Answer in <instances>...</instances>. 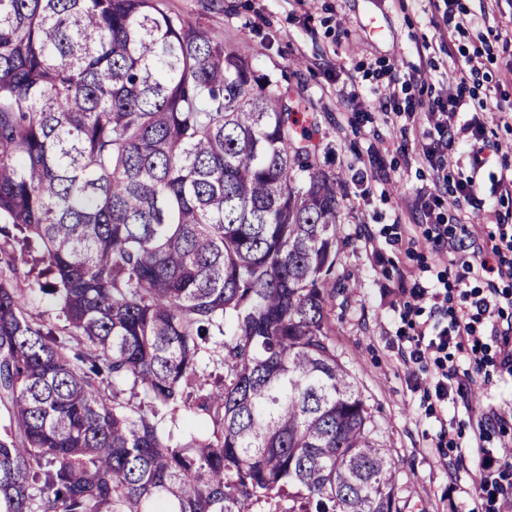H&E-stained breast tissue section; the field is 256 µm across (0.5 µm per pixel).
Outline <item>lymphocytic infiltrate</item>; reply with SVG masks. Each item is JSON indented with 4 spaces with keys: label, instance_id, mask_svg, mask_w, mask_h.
Returning <instances> with one entry per match:
<instances>
[{
    "label": "lymphocytic infiltrate",
    "instance_id": "obj_1",
    "mask_svg": "<svg viewBox=\"0 0 512 512\" xmlns=\"http://www.w3.org/2000/svg\"><path fill=\"white\" fill-rule=\"evenodd\" d=\"M467 73H460L455 90L449 93L446 105L431 118L439 133L433 149L440 154H454L458 146H465L470 173L459 182L460 195L477 201L481 171L487 163L484 153V125L476 120H460L466 103ZM426 239L441 260L455 266L456 283L462 288L464 301L459 311H449L447 289L436 284H414L401 289L402 321L408 322L412 333L397 339V350L404 363L431 364L428 377L416 378V385L424 386L431 403L429 414L447 405L449 398H467L471 392L473 372L493 367L498 376L512 378V323L500 328L498 321L505 306L512 305V293L489 287L487 291L467 289L471 279H482L497 274L501 279H512V265L494 267L489 263L497 255L495 240L478 241L471 231H463L456 238L449 237L443 225L430 223ZM466 353L469 365L461 369L453 363V352ZM470 454L482 472L480 495L485 496L488 512H512V497L504 494L505 486H512V460L483 445L473 446Z\"/></svg>",
    "mask_w": 512,
    "mask_h": 512
}]
</instances>
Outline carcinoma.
I'll return each instance as SVG.
<instances>
[{
  "instance_id": "cac0c4a2",
  "label": "carcinoma",
  "mask_w": 512,
  "mask_h": 512,
  "mask_svg": "<svg viewBox=\"0 0 512 512\" xmlns=\"http://www.w3.org/2000/svg\"><path fill=\"white\" fill-rule=\"evenodd\" d=\"M287 98L162 0H0V234L29 265L0 275V512H400L331 343L336 179ZM178 406L221 434L164 435ZM28 314L30 318L36 322H47L53 324L60 336H68L67 330H64V320L58 317L57 307L54 299L50 295L39 294L36 296L31 305L28 306ZM201 367L204 369V374H201L199 381L202 383V390L197 391L195 387L197 396L206 394L212 388V385H215L218 380L224 377V360L222 357L203 355Z\"/></svg>"
}]
</instances>
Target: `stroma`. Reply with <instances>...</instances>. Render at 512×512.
Returning a JSON list of instances; mask_svg holds the SVG:
<instances>
[{"instance_id":"1","label":"stroma","mask_w":512,"mask_h":512,"mask_svg":"<svg viewBox=\"0 0 512 512\" xmlns=\"http://www.w3.org/2000/svg\"><path fill=\"white\" fill-rule=\"evenodd\" d=\"M162 6L225 46L251 47L258 75L288 90L297 129L311 130L316 168L336 179V276L351 286L331 306L333 344L379 439L392 450L401 512H480L481 500L462 493L479 485V472L454 462L477 429L469 407L512 406V384L494 377L478 383L469 402L449 401L454 441L439 458L437 426L392 345L409 330L393 310L400 276L423 284L443 273L411 201L423 192L439 194L436 215L449 233L460 230L448 201L469 173L467 156L454 154L447 179L439 181L423 150L438 137L428 112L445 101L458 65L478 49L483 55L464 113L476 115L491 98L502 107L487 121L482 197L512 215V199L493 190L500 178H512V52L502 49L512 44V0L451 6L445 0H163ZM491 25L499 34L494 41ZM398 74L405 81L397 85ZM392 85L402 108L390 121L379 100Z\"/></svg>"}]
</instances>
